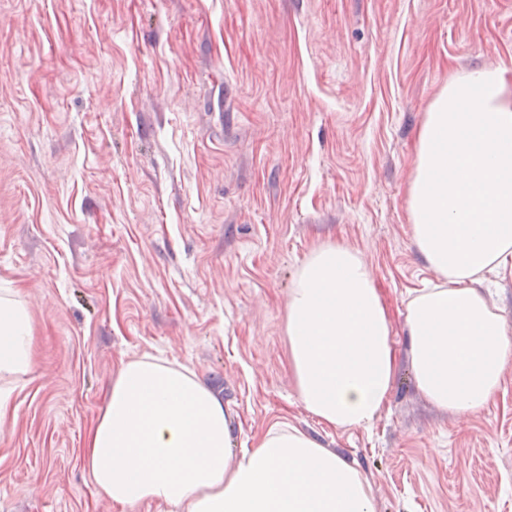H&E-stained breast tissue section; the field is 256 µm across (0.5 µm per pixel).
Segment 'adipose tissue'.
<instances>
[{"mask_svg": "<svg viewBox=\"0 0 512 512\" xmlns=\"http://www.w3.org/2000/svg\"><path fill=\"white\" fill-rule=\"evenodd\" d=\"M414 241L441 284L407 305L419 391L461 413L482 409L512 359V326L493 310L484 271L512 263V83L505 68L449 81L419 136L410 188ZM291 368L304 407L333 427L368 426L394 384L391 332L367 264L323 244L300 267L288 302ZM32 326L0 301V376L27 372ZM223 400L187 368L123 364L86 458L112 502L171 512H376L355 461L277 424L230 451Z\"/></svg>", "mask_w": 512, "mask_h": 512, "instance_id": "ef3b65f1", "label": "adipose tissue"}]
</instances>
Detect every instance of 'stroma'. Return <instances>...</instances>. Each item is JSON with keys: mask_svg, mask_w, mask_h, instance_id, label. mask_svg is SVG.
Segmentation results:
<instances>
[{"mask_svg": "<svg viewBox=\"0 0 512 512\" xmlns=\"http://www.w3.org/2000/svg\"><path fill=\"white\" fill-rule=\"evenodd\" d=\"M512 67V0H0V297L33 327L0 377V512H168L98 495L88 441L123 363L184 366L232 448L287 423L357 461L377 512H512V361L475 413L432 405L407 303L440 90ZM357 252L396 379L368 427L306 410L287 311L318 245Z\"/></svg>", "mask_w": 512, "mask_h": 512, "instance_id": "1", "label": "stroma"}]
</instances>
